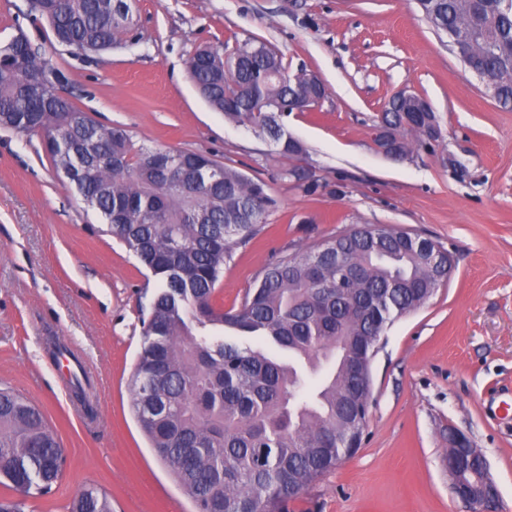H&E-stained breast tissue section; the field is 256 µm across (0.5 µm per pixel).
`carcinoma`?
I'll return each instance as SVG.
<instances>
[{
	"instance_id": "carcinoma-1",
	"label": "carcinoma",
	"mask_w": 512,
	"mask_h": 512,
	"mask_svg": "<svg viewBox=\"0 0 512 512\" xmlns=\"http://www.w3.org/2000/svg\"><path fill=\"white\" fill-rule=\"evenodd\" d=\"M439 33L479 35L470 57L496 77L488 89L512 107V0H419ZM55 40L85 53L120 45L135 26L129 0H32ZM46 61L23 36L0 43V128L26 124L67 134L87 171L78 194L107 232L123 242L163 286L150 305L144 342L130 381L131 410L156 455L177 478L196 512H282V505L336 467L352 448L336 447V434L361 439L372 398L369 380L350 361L367 354L396 319L419 308L438 284L430 252L441 248L390 225L352 230L315 248L287 255L261 273L237 309L215 302L224 261L233 246L258 234L273 198L265 184L222 167L215 182L185 191L154 166L165 157L190 178L205 154L148 148L120 126L107 128L59 96L55 71L40 91L27 84ZM191 80L204 100L238 125L258 129L288 154L282 117L293 99H321L306 71H292L267 43L252 39L202 47L188 59ZM419 95H394L381 117L392 125ZM76 115L80 123L71 124ZM404 155L425 145L426 126L399 130ZM112 140L109 156L87 140ZM60 176L73 165L69 149L50 155ZM361 267L363 281L336 292V261ZM319 276L312 278V263ZM225 327L253 334L288 354L265 347L207 340L200 330ZM87 373L70 388L85 417L97 419ZM61 441L32 402L0 389V484L23 496L45 494L63 475ZM480 457L454 466L464 479L482 472ZM69 512H112V498L89 488Z\"/></svg>"
}]
</instances>
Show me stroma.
Returning <instances> with one entry per match:
<instances>
[{
  "label": "stroma",
  "instance_id": "obj_1",
  "mask_svg": "<svg viewBox=\"0 0 512 512\" xmlns=\"http://www.w3.org/2000/svg\"><path fill=\"white\" fill-rule=\"evenodd\" d=\"M31 0H0V41L25 35L63 71L61 92L140 144L209 153L265 183L275 205L237 244L216 297L239 306L280 258L358 226L392 225L441 244L453 270L386 331L356 453L284 512H477L448 479V430L485 456L497 488L486 512H512V110L501 108L424 19L418 0H135L127 42L89 56L59 45ZM258 39L323 82L310 112L283 123L303 146L284 157L228 122L186 63L203 45ZM424 97L440 135L407 157L379 151L375 126L400 91ZM161 283L85 212L41 139L0 129V387L38 405L67 453L51 492L24 512H68L100 488L112 512H195L131 412L129 380ZM94 383L97 424L70 396L55 345Z\"/></svg>",
  "mask_w": 512,
  "mask_h": 512
}]
</instances>
